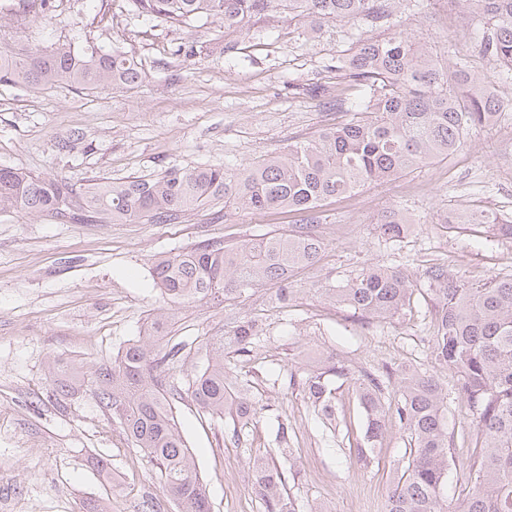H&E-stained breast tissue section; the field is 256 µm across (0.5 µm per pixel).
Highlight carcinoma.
I'll use <instances>...</instances> for the list:
<instances>
[{
    "label": "carcinoma",
    "mask_w": 512,
    "mask_h": 512,
    "mask_svg": "<svg viewBox=\"0 0 512 512\" xmlns=\"http://www.w3.org/2000/svg\"><path fill=\"white\" fill-rule=\"evenodd\" d=\"M130 12L179 30L202 20L226 29H244L255 18H287L308 36L322 22L371 28L391 26L406 0H126ZM482 25L475 49L494 67L512 75V0H463ZM55 0H15L11 14L46 22ZM336 72L362 88L354 111L361 118L288 146L287 151L242 168L210 164L192 169L170 167L150 178L90 185L82 190L58 177L0 166V213L24 216L48 213L63 223L170 224L179 215L216 200L224 207L256 213L288 209L306 214V223L287 233L266 235L237 245L204 240L153 262L159 312L142 336L126 346L112 366L96 371L95 394L112 412L128 441L157 468L163 494L177 512H211L206 486L174 416L175 404L191 399L202 415L247 425L269 409L247 386H230L224 351L249 353L266 341L255 318L236 319L222 336L189 341L171 335L169 312L196 302L222 304L265 282L279 284L276 298L288 303V279L299 267L314 264L323 242L312 229L316 211L330 199L367 184H383L411 169L460 150L469 131L493 124L512 102L486 89V82L459 63L402 31L383 38L360 37ZM142 78L139 63L118 47H76L58 43L49 49L16 52L0 46V85L38 90L66 83L80 87L124 88ZM68 155L85 151L84 136L58 142ZM492 234L512 241V221L495 216L473 220ZM381 237L398 241L408 223L396 208L378 219ZM436 301V331L429 347L434 363L457 373L456 395L471 413L475 456L461 463V491L448 503V460L453 439L445 416L448 390L415 368H396L399 398L387 404L382 380L366 374L359 381V402L366 416L357 459L369 463L390 416L409 434L413 448L385 504V512H512V276L469 281L442 263L424 271ZM414 285L400 270L373 266L322 295L368 318L392 319L410 308ZM197 345L206 362L186 373L180 354ZM182 374L184 386L175 382ZM48 375L58 393L68 396L84 378L81 367L55 360ZM346 375L331 356L307 375L303 391L318 413L329 419L334 396L325 377ZM290 426L279 419L276 447L251 466L252 494L263 512L301 510L287 491L282 462L291 460Z\"/></svg>",
    "instance_id": "obj_1"
}]
</instances>
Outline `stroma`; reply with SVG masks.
I'll return each instance as SVG.
<instances>
[{
  "label": "stroma",
  "instance_id": "1",
  "mask_svg": "<svg viewBox=\"0 0 512 512\" xmlns=\"http://www.w3.org/2000/svg\"><path fill=\"white\" fill-rule=\"evenodd\" d=\"M0 0V43L33 51L70 41L118 47L142 63V79L117 90L57 84L40 90L0 86V165L68 179L77 187L152 177L175 165L241 164L284 151L352 120L358 91L336 74L359 30L329 23L312 38L297 22L259 20L243 31L205 24L173 31L121 10L122 0H57L52 19L9 15ZM399 27L463 62L512 99V83L473 49L482 29L461 0H428L399 15ZM193 46V56L177 47ZM323 89L313 97L312 85ZM82 133L86 153L71 157L56 144ZM399 207L410 222L396 243L376 222ZM512 215V109L497 125L470 132L465 147L385 184H368L328 201L314 230L320 260L294 272L287 306L276 284L237 301L194 303L178 311L177 336H220L232 317H259L269 339L250 355H231V378L247 382L268 404L234 442L231 420L200 418L191 401L176 406L184 437L207 485L213 512H262L250 491V457L274 445L276 417L287 418L299 477L290 493L322 512H384L410 439L389 421L368 467L352 453L365 417L356 381L388 367H415L442 387L454 372L430 362L435 301L423 273L441 262L471 281L512 276V242L482 224H452V211ZM295 212H225L210 204L171 224H63L48 215L0 213V512H86L107 500L111 512H139L146 497L175 512L154 478V465L135 455L117 419L90 387L60 395L47 376L50 361L71 360L94 372L136 340L157 303L151 266L156 255L209 239L233 244L302 224ZM386 265L416 283L412 309L385 320L364 319L318 291ZM347 374L333 378L336 420L317 415L291 375L320 368L328 356ZM447 424L454 460L470 458L475 437L467 404L449 398ZM107 458L104 482L93 457Z\"/></svg>",
  "mask_w": 512,
  "mask_h": 512
}]
</instances>
